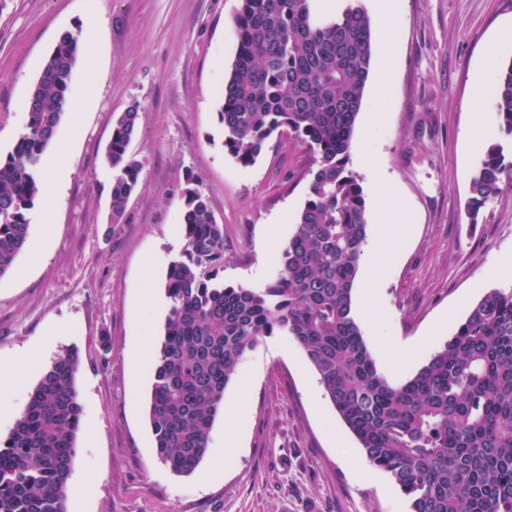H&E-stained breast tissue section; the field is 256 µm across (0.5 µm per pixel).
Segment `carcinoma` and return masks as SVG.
Wrapping results in <instances>:
<instances>
[{"instance_id":"obj_1","label":"carcinoma","mask_w":512,"mask_h":512,"mask_svg":"<svg viewBox=\"0 0 512 512\" xmlns=\"http://www.w3.org/2000/svg\"><path fill=\"white\" fill-rule=\"evenodd\" d=\"M315 0H240L238 46L219 112L224 148L253 165L270 137L288 134L311 156L307 199L263 288L226 286L224 225L186 177L179 256L168 268L170 308L156 350L148 419L160 461L193 473L244 355L275 334L305 353L368 462L388 473L410 512H512V290L492 289L408 379L390 383L362 334L352 293L368 233L366 199L350 148L374 56L363 0L320 14ZM82 51L67 33L42 62L28 123L0 158V276L26 248L27 211L41 191L40 161L68 106ZM501 129L512 138V64L496 87ZM140 106L112 125L110 221L124 218L141 162L130 153ZM512 187L504 146L487 148L469 182L468 212ZM79 355L41 375L0 442V512H67L82 408Z\"/></svg>"}]
</instances>
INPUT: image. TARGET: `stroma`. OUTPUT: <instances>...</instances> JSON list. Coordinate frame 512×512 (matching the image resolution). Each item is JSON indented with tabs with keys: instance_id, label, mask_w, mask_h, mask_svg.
<instances>
[{
	"instance_id": "stroma-1",
	"label": "stroma",
	"mask_w": 512,
	"mask_h": 512,
	"mask_svg": "<svg viewBox=\"0 0 512 512\" xmlns=\"http://www.w3.org/2000/svg\"><path fill=\"white\" fill-rule=\"evenodd\" d=\"M240 0H0V155L24 133L42 61L65 32L81 33L69 110L40 170L65 174L53 201L37 197L29 244L0 276V366L16 369L6 438L41 373L77 348L82 407L68 512H410L391 477L366 463L301 348L275 335L246 353L224 393L240 410L217 417L208 456L189 475L156 456L148 419L153 355L169 312L164 290L182 249L186 175L224 226L225 283L261 288L308 193L310 158L271 139L256 163L224 149L218 112L237 50ZM512 0H393L374 15L375 54L351 144L365 191V252L381 239L375 271L360 267L355 312L378 367L412 376L485 292L512 289V191L467 216L481 153L469 134L509 144L494 87L512 64ZM140 114L130 152L142 164L121 223L110 221L112 172L103 154L115 116ZM395 186L401 217L377 222L372 185ZM33 349L41 356L24 362ZM238 439L225 453L224 434ZM223 467L212 465L213 456Z\"/></svg>"
}]
</instances>
